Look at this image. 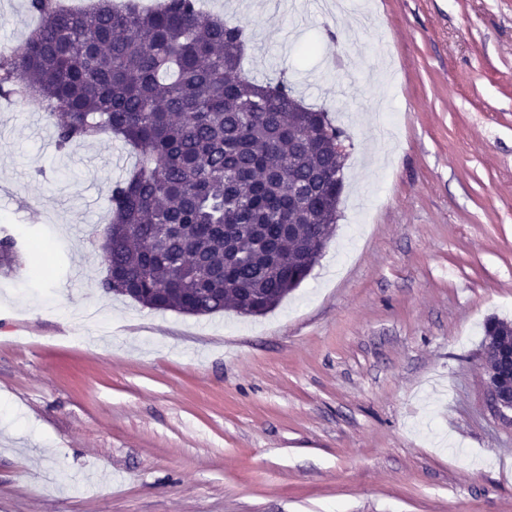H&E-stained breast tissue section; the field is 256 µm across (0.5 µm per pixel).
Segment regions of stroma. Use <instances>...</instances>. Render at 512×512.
<instances>
[{
    "label": "stroma",
    "instance_id": "stroma-1",
    "mask_svg": "<svg viewBox=\"0 0 512 512\" xmlns=\"http://www.w3.org/2000/svg\"><path fill=\"white\" fill-rule=\"evenodd\" d=\"M202 0L349 136L335 233L262 316L105 293L137 156L0 111V512H512L488 318L512 320V0ZM38 19L0 0V43ZM118 154L123 166H89ZM22 266L21 251L16 237L6 229L0 232V274L11 275Z\"/></svg>",
    "mask_w": 512,
    "mask_h": 512
}]
</instances>
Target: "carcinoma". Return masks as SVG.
I'll return each mask as SVG.
<instances>
[{
    "mask_svg": "<svg viewBox=\"0 0 512 512\" xmlns=\"http://www.w3.org/2000/svg\"><path fill=\"white\" fill-rule=\"evenodd\" d=\"M39 23L0 48V95L33 103L59 149L116 137L138 152L113 183L101 288L144 307L208 316L276 308L309 276L336 229L344 163L336 128L288 78L243 67L241 26L198 0H28ZM294 225L280 238V225ZM22 266L0 231V274ZM512 320L484 326L488 378L512 386Z\"/></svg>",
    "mask_w": 512,
    "mask_h": 512,
    "instance_id": "carcinoma-1",
    "label": "carcinoma"
}]
</instances>
